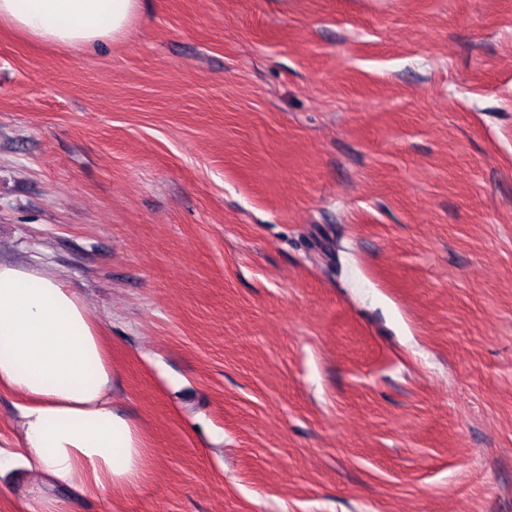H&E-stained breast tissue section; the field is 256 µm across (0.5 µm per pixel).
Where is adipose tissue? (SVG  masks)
Here are the masks:
<instances>
[{"mask_svg":"<svg viewBox=\"0 0 512 512\" xmlns=\"http://www.w3.org/2000/svg\"><path fill=\"white\" fill-rule=\"evenodd\" d=\"M139 0H0V21L53 47L123 36ZM112 363L83 302L49 270L0 259V388L21 400L23 457L57 486L89 497L139 481L146 450L112 405Z\"/></svg>","mask_w":512,"mask_h":512,"instance_id":"ef3b65f1","label":"adipose tissue"}]
</instances>
